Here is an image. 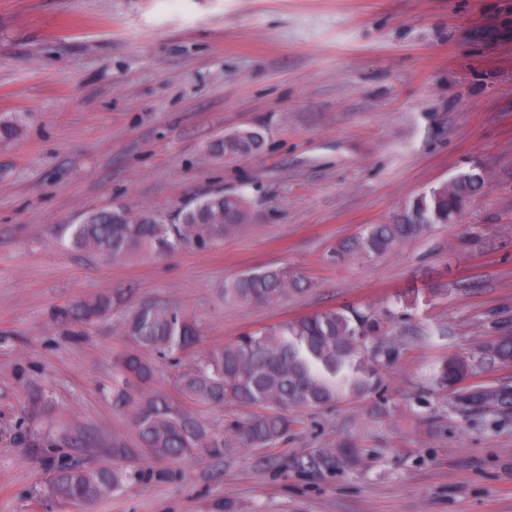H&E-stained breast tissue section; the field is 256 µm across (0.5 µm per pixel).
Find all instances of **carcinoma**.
<instances>
[{"instance_id":"cac0c4a2","label":"carcinoma","mask_w":512,"mask_h":512,"mask_svg":"<svg viewBox=\"0 0 512 512\" xmlns=\"http://www.w3.org/2000/svg\"><path fill=\"white\" fill-rule=\"evenodd\" d=\"M257 129L236 130L206 146L214 160L246 157L262 148ZM453 185L441 183L412 197L386 224H368L356 236L342 241L329 255L333 263L367 260L425 233L439 224H452L468 199L485 182L473 169L458 173ZM248 215L243 193H217L191 201L172 211L132 214L124 208L97 210L66 227L69 247L112 260L135 254L164 257L189 245L204 249L237 230ZM310 283L286 268L249 271L224 286V303L273 305L290 292H304ZM421 295L397 294L381 307L344 305L243 333L233 341L202 354L197 345L199 325L182 309L160 303H142L125 318L124 333L137 349L118 357L113 366L114 407L131 408V419L141 447L160 460L181 459L197 453L213 458L230 456L238 448L276 444L301 422L307 410L372 396L375 411L387 412L382 370L399 357L405 333L395 320L416 309ZM121 298L103 294L60 307L61 326H88L107 315ZM483 327L488 340L477 353L451 354L431 368V390L448 397V410L481 413L494 422L512 419V383L469 382L486 366L512 362V324L494 314ZM150 352L176 367L187 355H198L193 369L176 376L177 395L148 388L153 364ZM233 404L257 409L247 419L216 430L199 420L200 408ZM83 446L84 441L61 429L43 446ZM318 448L296 459V464L319 474L336 470L349 454ZM132 450L112 439L111 466L57 457L50 464V497L75 510L98 503L140 481L150 473L118 461Z\"/></svg>"}]
</instances>
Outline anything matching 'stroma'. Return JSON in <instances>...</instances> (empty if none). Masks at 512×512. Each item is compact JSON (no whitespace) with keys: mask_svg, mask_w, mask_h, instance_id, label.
Wrapping results in <instances>:
<instances>
[{"mask_svg":"<svg viewBox=\"0 0 512 512\" xmlns=\"http://www.w3.org/2000/svg\"><path fill=\"white\" fill-rule=\"evenodd\" d=\"M0 512H58L43 495L49 453L34 425L112 439L148 479L90 512H512V425L411 399L429 367L484 342L481 321H512V0H0ZM244 128L260 151L211 161L206 144ZM485 185L458 223L367 260L327 252L382 224L458 173ZM244 190L249 221L206 249L120 261L66 248L63 227L93 210L139 213ZM269 266L311 284L278 304L228 305L224 286ZM422 288L431 332L383 371L372 399L304 413L269 448L158 464L107 393L132 350L126 315L144 302L186 310L201 347L345 303L379 306ZM118 294L92 327L57 308ZM350 440L358 463L320 475L296 457Z\"/></svg>","mask_w":512,"mask_h":512,"instance_id":"stroma-1","label":"stroma"}]
</instances>
